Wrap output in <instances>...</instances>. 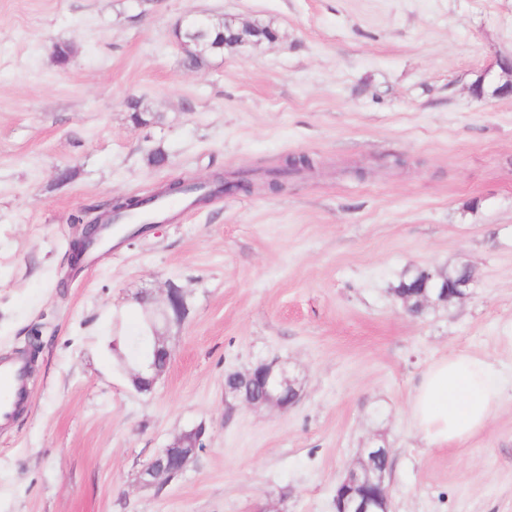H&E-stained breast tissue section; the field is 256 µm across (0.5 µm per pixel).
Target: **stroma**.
<instances>
[{
    "label": "stroma",
    "instance_id": "stroma-1",
    "mask_svg": "<svg viewBox=\"0 0 512 512\" xmlns=\"http://www.w3.org/2000/svg\"><path fill=\"white\" fill-rule=\"evenodd\" d=\"M222 16L278 40L188 66L177 26ZM511 55L512 0H0V355L38 347L0 433V512H335L374 437L392 512H512V96L470 91ZM303 153L313 169L282 191L176 210L71 272L73 216ZM461 263L467 297L404 311V273ZM170 283L189 314L140 393L112 322ZM460 353L492 364L502 403L431 448L409 403ZM272 360L302 383L294 407L225 395L226 375ZM198 426L182 475L138 483Z\"/></svg>",
    "mask_w": 512,
    "mask_h": 512
}]
</instances>
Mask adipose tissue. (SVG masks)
I'll return each mask as SVG.
<instances>
[{"instance_id": "adipose-tissue-1", "label": "adipose tissue", "mask_w": 512, "mask_h": 512, "mask_svg": "<svg viewBox=\"0 0 512 512\" xmlns=\"http://www.w3.org/2000/svg\"><path fill=\"white\" fill-rule=\"evenodd\" d=\"M503 381L493 366L474 354L443 358L420 377L411 417L422 439L443 448L481 430L499 408Z\"/></svg>"}]
</instances>
